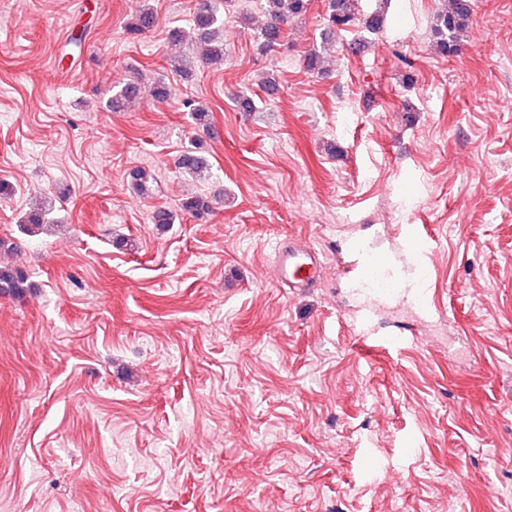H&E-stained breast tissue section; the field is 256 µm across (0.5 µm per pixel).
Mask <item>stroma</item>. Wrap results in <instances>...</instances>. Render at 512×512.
<instances>
[{
	"instance_id": "stroma-1",
	"label": "stroma",
	"mask_w": 512,
	"mask_h": 512,
	"mask_svg": "<svg viewBox=\"0 0 512 512\" xmlns=\"http://www.w3.org/2000/svg\"><path fill=\"white\" fill-rule=\"evenodd\" d=\"M263 4L227 0L223 64L183 78L192 0H0V238L30 283L0 296V512H512V0H474L450 57L442 0H361L381 29L333 32L320 74L324 0L264 53ZM407 224L435 239L430 307L376 301L379 335L409 338L386 348L354 321L344 238L395 253ZM292 238L332 270L300 295L267 272ZM473 0H448L434 16L431 26L432 45L442 56L455 55L468 37ZM201 153L197 147L184 151L178 160L181 171L196 177L204 175L208 169V161ZM180 211L196 219L213 212L212 200L207 195L188 194L181 199Z\"/></svg>"
}]
</instances>
